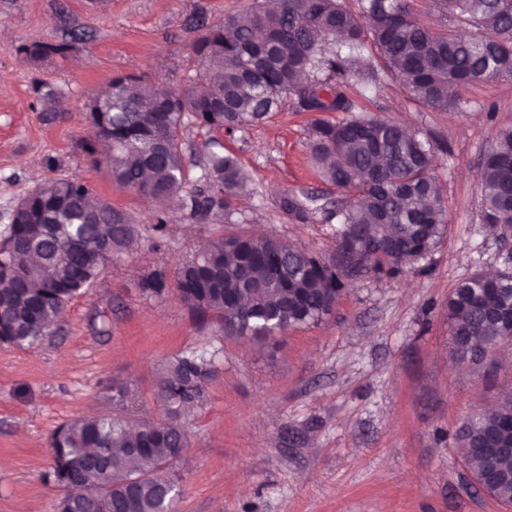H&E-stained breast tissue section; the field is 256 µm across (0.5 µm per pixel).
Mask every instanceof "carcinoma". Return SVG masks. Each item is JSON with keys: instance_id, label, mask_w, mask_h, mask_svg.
Masks as SVG:
<instances>
[{"instance_id": "obj_1", "label": "carcinoma", "mask_w": 512, "mask_h": 512, "mask_svg": "<svg viewBox=\"0 0 512 512\" xmlns=\"http://www.w3.org/2000/svg\"><path fill=\"white\" fill-rule=\"evenodd\" d=\"M359 2L358 14L347 0H279L274 11L256 3L216 25L199 18L203 34L190 51L215 79L190 84L180 96L160 93L142 77L112 78V98L83 149L118 186L160 207L153 224L160 239L167 231L166 202L205 224L224 214L248 185L237 158L213 149L191 182L186 126L243 132L285 97L301 112L345 113L338 121L314 119L309 148L323 179L348 197L323 202L302 190L281 201L301 223L319 215L341 225L333 256L273 237L208 238L174 283L161 269L140 279L142 294L162 299L173 288L197 314L218 317L224 335L265 341L333 316L352 280L405 277L408 261L426 258L442 242L448 213L428 142L403 125L353 112L347 74L374 51L416 99L446 112L459 105L470 83L512 79V0H431L433 10L476 29L467 37L424 25L414 0ZM63 52L45 41L20 47L32 64ZM480 184L482 222L511 226L512 128L498 132L482 161ZM22 206L0 243V344L16 347L46 336L62 307L94 285L135 232L127 212L94 197L76 179L49 180L21 198ZM492 312L498 321H512L511 251L497 272L477 271L448 295L453 362H482L503 344ZM215 375L212 361L183 352L166 363L154 386L157 418L100 414L56 430L53 465L44 474L65 490L56 512H175L181 496L176 465L189 447L190 416L203 405L205 385ZM508 431L512 398L467 418L455 439L475 449L465 463L476 482L512 502V480H485L490 473L512 474V454L482 452L512 444Z\"/></svg>"}]
</instances>
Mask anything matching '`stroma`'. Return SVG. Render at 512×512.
I'll return each instance as SVG.
<instances>
[{"mask_svg": "<svg viewBox=\"0 0 512 512\" xmlns=\"http://www.w3.org/2000/svg\"><path fill=\"white\" fill-rule=\"evenodd\" d=\"M251 0H0V238L19 197L69 177L129 213L136 236L89 290L65 307L32 347L0 346V512H55L62 495L45 483L49 439L76 417L159 413L153 385L174 355L214 356L216 377L196 410L178 471L179 512H512L482 491L454 433L474 412L512 397V343L482 365L448 357V294L465 277L500 267L512 236L484 224L480 169L500 129L512 127V80L477 81L454 110L420 103L395 74L364 91L349 77L361 113L403 124L427 139L448 209V233L397 280L353 282L335 314L256 344L219 335L176 296L143 295L156 269L181 262L216 234L272 235L324 256L335 223H301L280 207L304 188L341 198L309 156L313 113L290 99L262 124L235 134L194 125L183 132L191 176L204 145L219 140L251 178L229 214L207 224L171 209L162 247L154 209L93 168L81 148L88 103L112 77L133 74L161 90L203 75L190 57L198 16L216 24ZM33 41L64 42L65 56L33 65ZM124 387L116 403L112 390Z\"/></svg>", "mask_w": 512, "mask_h": 512, "instance_id": "obj_1", "label": "stroma"}]
</instances>
